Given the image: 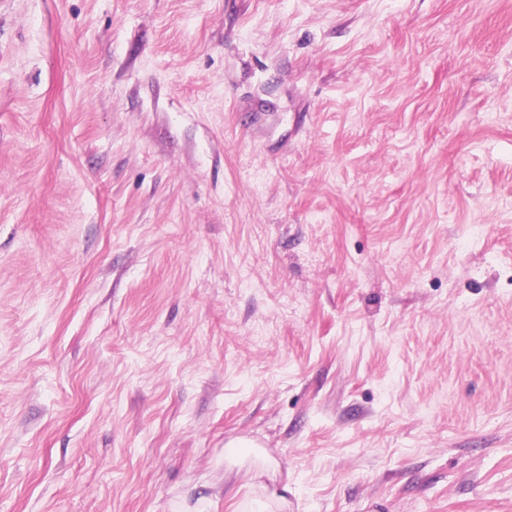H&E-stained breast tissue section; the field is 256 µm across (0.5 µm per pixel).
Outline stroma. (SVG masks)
Listing matches in <instances>:
<instances>
[{
    "label": "stroma",
    "instance_id": "1",
    "mask_svg": "<svg viewBox=\"0 0 512 512\" xmlns=\"http://www.w3.org/2000/svg\"><path fill=\"white\" fill-rule=\"evenodd\" d=\"M0 512H512V0H0Z\"/></svg>",
    "mask_w": 512,
    "mask_h": 512
}]
</instances>
